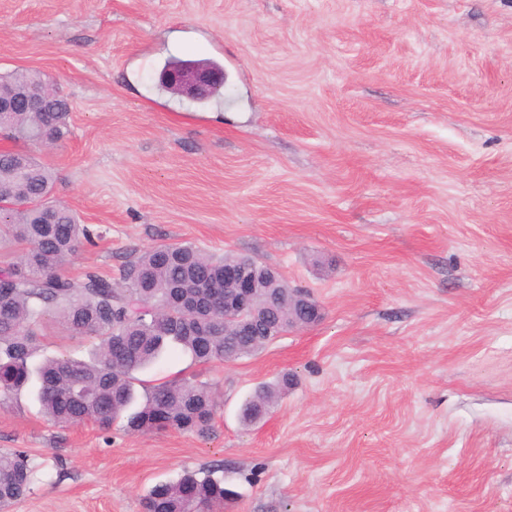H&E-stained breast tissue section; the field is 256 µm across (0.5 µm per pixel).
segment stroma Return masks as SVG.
I'll return each mask as SVG.
<instances>
[{"mask_svg": "<svg viewBox=\"0 0 512 512\" xmlns=\"http://www.w3.org/2000/svg\"><path fill=\"white\" fill-rule=\"evenodd\" d=\"M174 59L220 65L226 94L163 90ZM15 70L71 103L38 154L97 233L68 274L191 242L256 257L324 318L150 370L212 387L207 438L7 402L0 450L36 469L10 512H142L156 483L217 468L224 512H512V0H0ZM291 383L292 380L287 373L281 375L274 382L259 384L241 407V421L246 425L255 424L261 410H264L266 415L278 400L288 392V386Z\"/></svg>", "mask_w": 512, "mask_h": 512, "instance_id": "stroma-1", "label": "stroma"}]
</instances>
